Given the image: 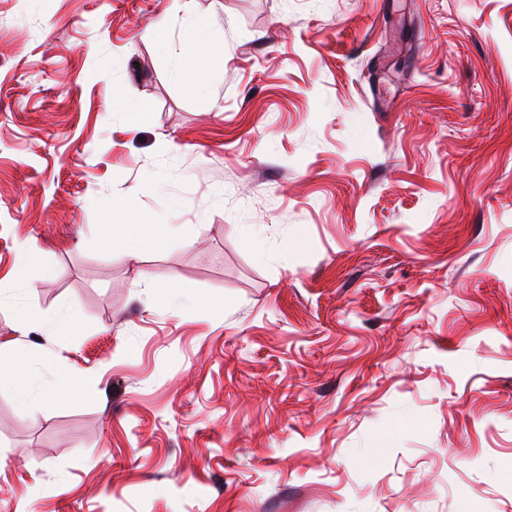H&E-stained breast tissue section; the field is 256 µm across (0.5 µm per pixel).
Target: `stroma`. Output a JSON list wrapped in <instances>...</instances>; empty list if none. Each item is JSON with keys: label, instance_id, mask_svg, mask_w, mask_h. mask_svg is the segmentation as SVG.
<instances>
[{"label": "stroma", "instance_id": "1", "mask_svg": "<svg viewBox=\"0 0 512 512\" xmlns=\"http://www.w3.org/2000/svg\"><path fill=\"white\" fill-rule=\"evenodd\" d=\"M170 3L0 0V344L95 374L0 388V512H512V0H192L180 82ZM172 12L184 11L185 35L188 47L183 52L175 69L174 77L183 78L187 73L198 69L204 58V50L209 44V22L207 19L192 15L186 0H171ZM114 209L118 211V217L113 224H107L104 239L108 252L120 249L128 257L138 259L143 254H157L165 249L172 230L170 225L129 224L126 219L127 203L117 202L113 204ZM91 376L73 368L55 369L51 381H43L36 389V399L45 406L68 402L78 390L91 382Z\"/></svg>", "mask_w": 512, "mask_h": 512}]
</instances>
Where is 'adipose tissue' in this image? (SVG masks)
<instances>
[{
	"label": "adipose tissue",
	"mask_w": 512,
	"mask_h": 512,
	"mask_svg": "<svg viewBox=\"0 0 512 512\" xmlns=\"http://www.w3.org/2000/svg\"><path fill=\"white\" fill-rule=\"evenodd\" d=\"M172 11L185 12V35L187 47L174 72L175 78H183L202 64L204 50L209 44V22L207 19L189 14L187 0H172ZM118 217L106 230L107 250H122L128 257L137 259L144 254L162 252L168 241L170 230L161 224H132L126 214V203L114 205ZM27 352L18 343L0 345V387L14 388L22 398L37 397L46 407L68 402L78 390L90 382L88 373L73 369L54 370L52 378L38 389H31L26 378Z\"/></svg>",
	"instance_id": "adipose-tissue-1"
}]
</instances>
